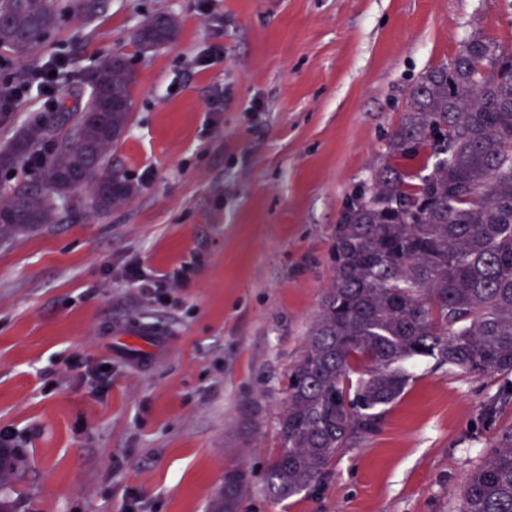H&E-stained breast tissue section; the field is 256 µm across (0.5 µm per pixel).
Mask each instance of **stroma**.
Listing matches in <instances>:
<instances>
[{"instance_id": "35a3bbf8", "label": "stroma", "mask_w": 512, "mask_h": 512, "mask_svg": "<svg viewBox=\"0 0 512 512\" xmlns=\"http://www.w3.org/2000/svg\"><path fill=\"white\" fill-rule=\"evenodd\" d=\"M175 42L137 55L151 16ZM479 32L512 46V0H107L65 10L0 85V142L131 58L129 126L108 155L134 194L110 212L0 238V436L22 458L15 512H209L224 470L254 472L244 512H459L468 474L512 423L501 377L427 360L320 486L282 502L264 477L289 370L330 281L340 212L385 151L419 77ZM137 265L184 284L154 297ZM257 402L252 426L243 408Z\"/></svg>"}]
</instances>
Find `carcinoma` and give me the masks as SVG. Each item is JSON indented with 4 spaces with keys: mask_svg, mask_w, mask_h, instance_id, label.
Masks as SVG:
<instances>
[{
    "mask_svg": "<svg viewBox=\"0 0 512 512\" xmlns=\"http://www.w3.org/2000/svg\"><path fill=\"white\" fill-rule=\"evenodd\" d=\"M105 0H72L93 16ZM57 24L53 0H0V48L29 57ZM177 19L159 13L135 34L142 55L173 43ZM135 69L121 55L87 77L89 96L66 125L61 103L0 144L11 171L44 142L53 159L33 167L0 203V237L61 221L74 191L92 190L106 212L134 192L107 169L130 120ZM330 283L278 421L281 443L267 472L279 501L321 484L336 453L374 432L404 393V364L429 359L468 377L512 375V49L480 33L410 91L383 159L357 186L335 224ZM19 457L0 462V512ZM251 487L239 463L226 468L211 512H241ZM460 512H512V426L469 474Z\"/></svg>",
    "mask_w": 512,
    "mask_h": 512,
    "instance_id": "1",
    "label": "carcinoma"
}]
</instances>
